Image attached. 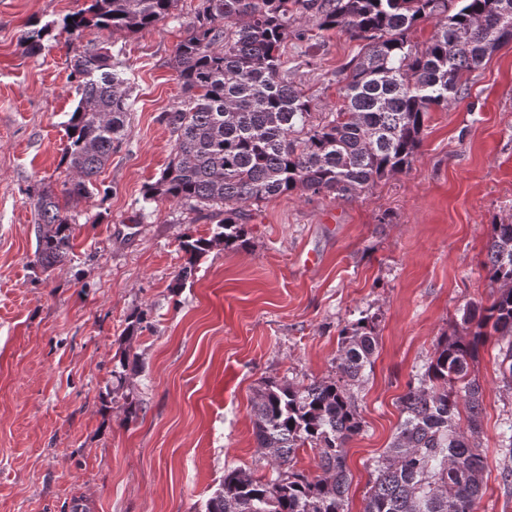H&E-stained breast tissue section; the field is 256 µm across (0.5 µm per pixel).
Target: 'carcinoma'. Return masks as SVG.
Returning <instances> with one entry per match:
<instances>
[{
    "label": "carcinoma",
    "mask_w": 512,
    "mask_h": 512,
    "mask_svg": "<svg viewBox=\"0 0 512 512\" xmlns=\"http://www.w3.org/2000/svg\"><path fill=\"white\" fill-rule=\"evenodd\" d=\"M179 0H88L63 29L79 39L89 27L138 33L173 15ZM321 31L339 29L362 46L345 68L342 105L314 119L310 100L281 60V44L300 10ZM425 21L423 47L408 34ZM52 24L22 35L27 52L45 49ZM512 42V0H201L172 57L186 99L165 114L174 154L144 199L174 201L216 220L209 238L185 237L186 264L173 287L216 244L244 248L246 207L301 192L355 196L410 168L428 112L465 93L468 76ZM70 77L78 105L63 148L68 178L62 196L38 192L37 262L44 268L72 249L68 205L94 186L122 138L130 110L122 63L89 42L73 55ZM497 293L470 305L465 334L441 341L416 386L400 398L402 420L375 461L364 512H474L483 488L481 386L467 379L470 361L493 331L505 342L512 377V220L493 224L484 262ZM377 336L362 317L341 331L338 377L309 384L268 381L252 405L258 448L276 469L265 480L242 469L224 473L207 512H345L349 487L345 447L362 429L350 387L372 368ZM464 382L468 425L456 423ZM316 451L321 474L293 469L297 449Z\"/></svg>",
    "instance_id": "cac0c4a2"
}]
</instances>
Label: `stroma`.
Returning a JSON list of instances; mask_svg holds the SVG:
<instances>
[{"label":"stroma","mask_w":512,"mask_h":512,"mask_svg":"<svg viewBox=\"0 0 512 512\" xmlns=\"http://www.w3.org/2000/svg\"><path fill=\"white\" fill-rule=\"evenodd\" d=\"M199 2L179 0L176 18L136 34L91 27L75 41L58 27L50 48L30 54L27 23H59L84 0H0V512H205L225 471L272 477L251 412L263 381L334 378L341 329L369 316L378 346L351 388L363 427L346 448V509L363 512L400 397L438 342L461 332L465 305L496 293L484 262L493 224L512 216V44L470 74L464 95L430 110L409 171L353 197L260 201L247 247H213L174 288L181 239L211 236L214 224L143 194L173 155L162 116L184 96L170 59ZM89 41L122 62L133 106L73 210L72 250L44 269L37 193L66 178L70 60ZM358 50L334 30L284 40L316 117L339 105ZM501 360L492 336L469 368L482 389L476 512H512Z\"/></svg>","instance_id":"1"}]
</instances>
